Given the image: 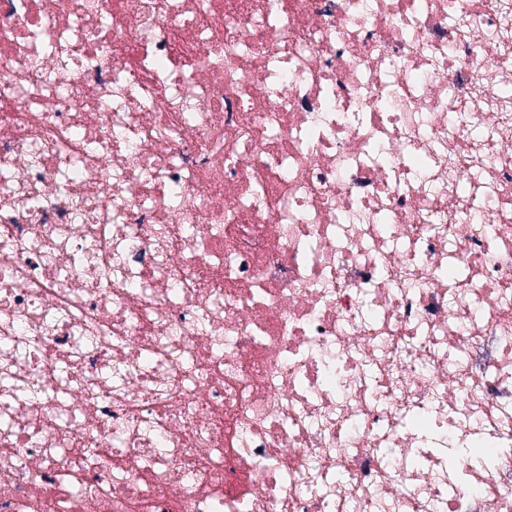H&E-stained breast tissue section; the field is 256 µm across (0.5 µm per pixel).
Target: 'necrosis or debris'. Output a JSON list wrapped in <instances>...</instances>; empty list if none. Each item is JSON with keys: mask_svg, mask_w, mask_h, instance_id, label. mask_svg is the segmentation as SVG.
I'll list each match as a JSON object with an SVG mask.
<instances>
[{"mask_svg": "<svg viewBox=\"0 0 512 512\" xmlns=\"http://www.w3.org/2000/svg\"><path fill=\"white\" fill-rule=\"evenodd\" d=\"M0 512H512V0H0Z\"/></svg>", "mask_w": 512, "mask_h": 512, "instance_id": "obj_1", "label": "necrosis or debris"}]
</instances>
